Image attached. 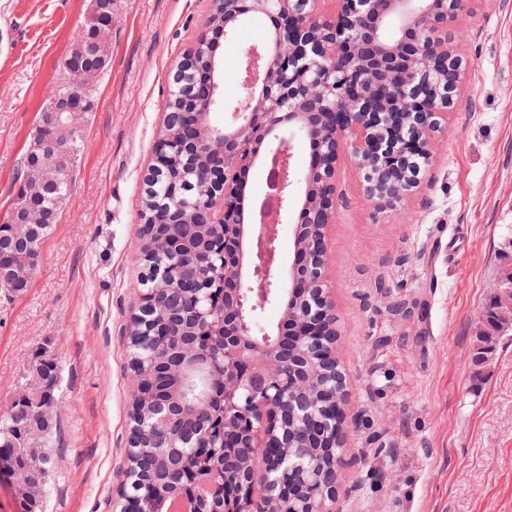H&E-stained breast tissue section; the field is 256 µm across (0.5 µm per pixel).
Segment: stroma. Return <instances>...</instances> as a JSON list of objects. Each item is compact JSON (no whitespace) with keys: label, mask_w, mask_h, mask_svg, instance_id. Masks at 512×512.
<instances>
[{"label":"stroma","mask_w":512,"mask_h":512,"mask_svg":"<svg viewBox=\"0 0 512 512\" xmlns=\"http://www.w3.org/2000/svg\"><path fill=\"white\" fill-rule=\"evenodd\" d=\"M89 0H0V217L40 111ZM208 0H115L108 71L71 191L27 291L0 290V415L30 364L59 369L56 467L40 512H112L126 467L133 388L127 331L137 304L144 179L172 70L207 32ZM268 26L242 18L221 53L232 74ZM463 39L448 132L418 194L376 209L341 161L328 228V284L352 380V462L339 512H512V335L475 368V336L512 251V0H471L448 29Z\"/></svg>","instance_id":"obj_1"}]
</instances>
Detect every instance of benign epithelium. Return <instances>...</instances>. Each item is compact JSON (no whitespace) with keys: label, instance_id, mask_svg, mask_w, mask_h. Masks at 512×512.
<instances>
[{"label":"benign epithelium","instance_id":"benign-epithelium-1","mask_svg":"<svg viewBox=\"0 0 512 512\" xmlns=\"http://www.w3.org/2000/svg\"><path fill=\"white\" fill-rule=\"evenodd\" d=\"M318 0H210V17L224 15V42L233 40L236 22L244 15L262 16L274 23L272 46L252 47L242 54L244 71L254 82L244 84L245 104L231 112L224 127L209 122V113L223 105L218 85L196 74L195 59L204 54L214 65L217 52L208 36L180 60L172 91L199 102L185 126L186 114L171 113L165 125L180 130L158 137L154 164L146 176L153 184L166 175L173 154L217 157L219 166L207 176L211 208L223 211L221 222L206 224L209 240L220 247L209 253L210 276L193 280L192 294L177 316L182 335L170 343L173 378L187 382L197 368L206 371L201 388L160 399L143 380L139 364L130 378L138 402L131 417L144 432L163 420L192 418L210 406L223 410L220 447L237 449L235 459L220 454V482L215 476L197 482L193 496H175L169 487L189 474L181 460L185 452L172 448L165 486L135 499L137 512H173L176 503L203 501L214 488L224 492V512H336V485L344 473L347 447L346 404L350 377L336 357V313L329 294L326 232L335 223L338 196L336 174L348 158L362 173L369 200L376 208L391 205L419 188L417 172L432 164L435 139L448 130V112L461 67L458 45L448 43V25L463 12L468 0H336L332 19L320 15ZM114 0H91L82 29L93 23H112ZM95 62L79 73L94 83L110 57V43L94 46ZM448 62L449 79L430 88L432 61ZM87 97L58 90L42 110L39 128L55 133L38 143L46 147L42 161H27L7 217L17 240L32 238L40 223L36 201L63 178L61 156L80 152L84 122L77 112H91ZM305 138L316 147V166L297 176L292 142ZM265 154H260V147ZM265 157L281 164L282 175L273 186L277 202L263 205L252 225L241 222L243 175ZM416 158L420 165L410 164ZM325 183L326 192L300 205L294 226L296 251L287 265L276 255L277 227L292 207L297 185L311 190L312 174ZM196 204L181 185L169 184L165 202L142 212V235L151 245L140 249L145 272L135 293L138 313L132 317L128 347L155 345L169 335L168 325L149 318L161 296L183 287L161 268L159 260H179L189 248L187 212ZM39 252L26 266L10 264L0 255V283H29ZM223 286L219 328L205 321L196 300L208 295L211 282ZM282 308L279 338L254 334L255 316L269 301ZM202 336L222 340V358L201 343ZM58 378H43L18 395L32 403L39 388L48 398ZM52 414L40 410L17 418L10 426L16 439L27 442V456L0 467V482L12 496L36 512L44 494L45 476L39 465L40 427ZM184 446L194 454L215 453L213 438L185 436ZM320 446L324 452L316 453ZM137 473L126 465L113 512L123 506Z\"/></svg>","mask_w":512,"mask_h":512}]
</instances>
